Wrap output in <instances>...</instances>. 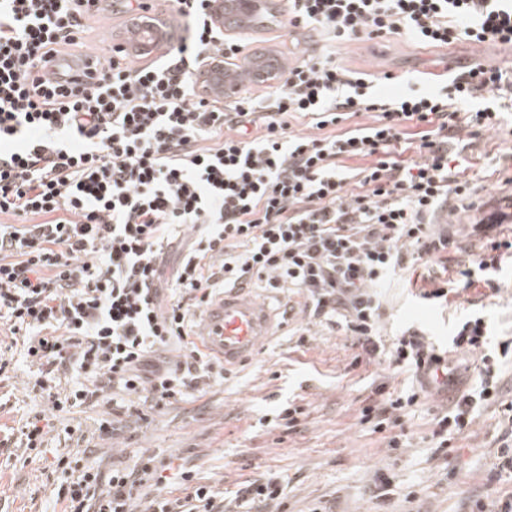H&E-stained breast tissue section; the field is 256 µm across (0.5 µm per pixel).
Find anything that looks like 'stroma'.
<instances>
[{"label": "stroma", "instance_id": "stroma-1", "mask_svg": "<svg viewBox=\"0 0 512 512\" xmlns=\"http://www.w3.org/2000/svg\"><path fill=\"white\" fill-rule=\"evenodd\" d=\"M337 60L371 73L391 70L435 72L478 59L499 65L512 58V48L500 44L475 47L458 43L446 48H420L402 38L340 45ZM512 186L486 177L479 181L477 208L448 214L451 224H473L502 210ZM427 268L396 272L382 288V334L392 339L412 327L433 341L446 342L454 322L473 311L482 312L496 333L512 334V285L494 294L484 287L452 294L447 304L415 299ZM257 295L282 308L285 328L258 359L225 372L205 394H194L122 429L112 438L93 435V423L103 406L81 407L55 417L48 402L33 389L36 370L26 362L11 337L8 365L0 372V512H64L57 498L60 478L51 468L54 457L79 458L86 465L132 463L137 456H158L167 463L166 488L184 495L179 479L192 471L197 482L232 498L240 483L266 475L283 487L278 512H311L324 501L333 512H378L372 496L374 475L391 481L393 512H470V501L486 491V476L496 451L494 409L476 419L459 439L448 469H440L431 440L432 408L445 401L442 393L428 396L404 419L409 445L390 455L380 435L361 426L357 409L384 370L377 363L352 367L357 353L351 337L310 318L304 298L293 289H267L255 283ZM304 409L295 431L272 426L278 409L287 404ZM45 417L54 423L47 436L46 456H31L21 442L27 419ZM81 426L88 440L77 441L65 426ZM415 493L413 503L404 496Z\"/></svg>", "mask_w": 512, "mask_h": 512}]
</instances>
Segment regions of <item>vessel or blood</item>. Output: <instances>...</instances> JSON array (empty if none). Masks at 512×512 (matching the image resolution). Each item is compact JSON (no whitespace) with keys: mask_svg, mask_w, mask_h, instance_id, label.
Instances as JSON below:
<instances>
[{"mask_svg":"<svg viewBox=\"0 0 512 512\" xmlns=\"http://www.w3.org/2000/svg\"><path fill=\"white\" fill-rule=\"evenodd\" d=\"M225 28L249 33L267 26L270 7L256 6L243 11L239 0H218ZM170 37L164 8L122 16L113 32L116 46L129 60L145 64L164 53ZM287 59L264 49L251 54L241 68L214 64L203 74L213 95L234 100L243 85L265 86L270 75L282 71ZM200 327L196 336L199 346L221 358L228 367L253 361L270 343L284 323L277 309L263 301L252 288L241 285L224 289L204 305L198 314Z\"/></svg>","mask_w":512,"mask_h":512,"instance_id":"vessel-or-blood-1","label":"vessel or blood"}]
</instances>
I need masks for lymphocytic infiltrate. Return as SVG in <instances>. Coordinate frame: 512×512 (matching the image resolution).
I'll return each instance as SVG.
<instances>
[{"mask_svg":"<svg viewBox=\"0 0 512 512\" xmlns=\"http://www.w3.org/2000/svg\"><path fill=\"white\" fill-rule=\"evenodd\" d=\"M181 30L162 57L138 65L94 38L103 0H0V322L22 338L34 383L54 411L108 403L98 432L114 435L141 404L159 408L203 390L216 361L190 341V322L215 290L260 280L294 288L311 317L340 326L358 348L354 364L380 362L418 388L375 385L358 412L389 451L404 448L402 420L429 389L452 397L434 415L438 460L481 411L499 406L497 454L485 497L472 512H512V402L502 367L512 336L492 341L484 316L458 320L439 348L418 329L391 343L379 333L377 290L395 270L446 262L460 231L434 228L448 204L475 206L473 179L454 163L492 131L512 135V71L480 63L413 89L411 73L348 68L337 45L398 36L415 46L460 41L512 45V0H285L295 33L325 37L291 54L282 81L238 101L210 95L201 72L212 56L243 61L249 37L224 35L213 0H166ZM405 84L386 98L379 83ZM262 135L250 137L249 126ZM505 214L475 225L478 250L420 292L501 289L512 235ZM196 238L171 281L176 236ZM181 345L176 362L164 354ZM478 382L461 389L456 364ZM76 372L66 390L58 371ZM57 492L66 512H224L208 485L163 487L156 456L102 472L63 458Z\"/></svg>","mask_w":512,"mask_h":512,"instance_id":"lymphocytic-infiltrate-1","label":"lymphocytic infiltrate"}]
</instances>
